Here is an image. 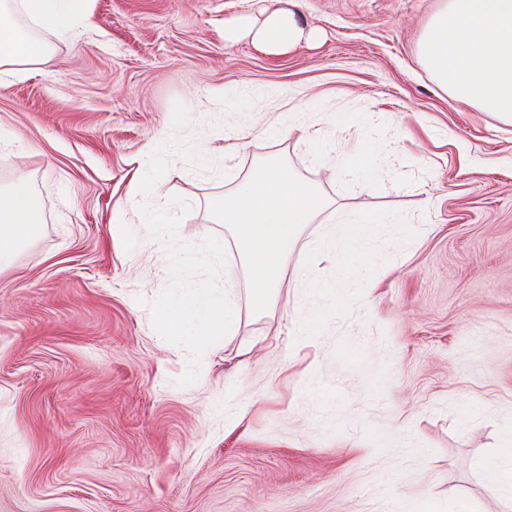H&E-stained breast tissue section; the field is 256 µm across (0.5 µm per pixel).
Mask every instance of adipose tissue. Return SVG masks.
Listing matches in <instances>:
<instances>
[{
    "label": "adipose tissue",
    "instance_id": "obj_1",
    "mask_svg": "<svg viewBox=\"0 0 512 512\" xmlns=\"http://www.w3.org/2000/svg\"><path fill=\"white\" fill-rule=\"evenodd\" d=\"M92 0H0V79L44 62L46 45L23 34L13 12L61 39H72L90 24ZM417 43V55L435 82L455 100L512 121V0H437ZM302 28L294 12L269 16L257 30L271 53L294 45ZM331 202L313 187L290 179L275 166L256 168L215 208L243 254L252 281V302L264 307L277 288L302 225ZM38 229L35 201L26 178L0 192V269ZM373 227L368 216L348 213L325 227L315 246L299 257L300 284L335 293L352 284L369 261Z\"/></svg>",
    "mask_w": 512,
    "mask_h": 512
}]
</instances>
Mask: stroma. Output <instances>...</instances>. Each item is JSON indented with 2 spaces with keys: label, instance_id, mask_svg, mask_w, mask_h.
Instances as JSON below:
<instances>
[{
  "label": "stroma",
  "instance_id": "35a3bbf8",
  "mask_svg": "<svg viewBox=\"0 0 512 512\" xmlns=\"http://www.w3.org/2000/svg\"><path fill=\"white\" fill-rule=\"evenodd\" d=\"M435 6L92 0L76 40L13 13L51 60L0 82V187L28 179L39 222L0 271V512H512L485 471L512 420V124L451 99L419 61ZM288 9L302 40L256 47L252 31ZM285 92L315 142L261 134ZM163 132L213 166L173 160L150 202L191 205L181 241L223 240L238 313L187 387V350L153 327L169 258L132 184ZM355 140L374 149L371 178L343 173ZM270 162L343 211L406 219L404 238L371 241V298L354 286L324 301L300 350L316 295L296 255L330 212L302 225L257 309L212 210ZM319 385L335 393L320 406ZM395 428L402 447H381Z\"/></svg>",
  "mask_w": 512,
  "mask_h": 512
}]
</instances>
